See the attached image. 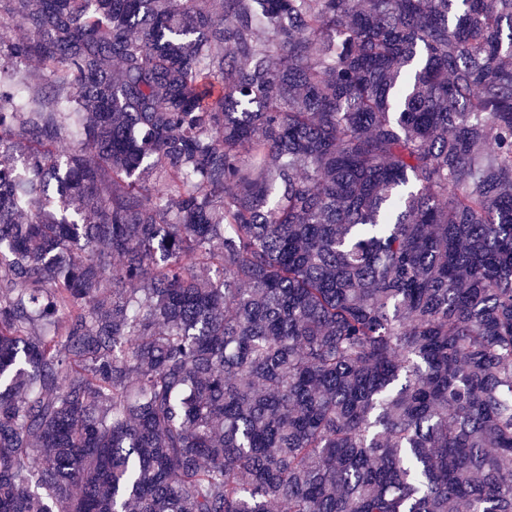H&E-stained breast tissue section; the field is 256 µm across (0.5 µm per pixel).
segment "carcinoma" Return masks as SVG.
Returning <instances> with one entry per match:
<instances>
[{"label": "carcinoma", "mask_w": 512, "mask_h": 512, "mask_svg": "<svg viewBox=\"0 0 512 512\" xmlns=\"http://www.w3.org/2000/svg\"><path fill=\"white\" fill-rule=\"evenodd\" d=\"M0 18V512H512V0Z\"/></svg>", "instance_id": "cac0c4a2"}]
</instances>
